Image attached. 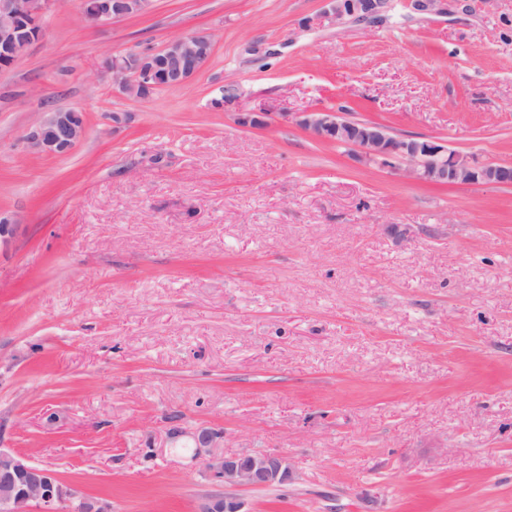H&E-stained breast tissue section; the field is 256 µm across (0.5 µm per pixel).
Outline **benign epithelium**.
Instances as JSON below:
<instances>
[{
  "label": "benign epithelium",
  "instance_id": "1",
  "mask_svg": "<svg viewBox=\"0 0 512 512\" xmlns=\"http://www.w3.org/2000/svg\"><path fill=\"white\" fill-rule=\"evenodd\" d=\"M151 0H92L86 19L95 24L144 13ZM55 0H0V60L15 62L41 35V18ZM349 14L374 19L386 12L389 0H343ZM213 50L208 32L194 31L168 40L157 50L129 49L105 58L104 68L120 92L140 99L159 84L175 87L200 72ZM81 113L49 108L28 127L24 140L33 153L60 155L69 152L84 136ZM296 123L320 141L353 148L367 164L406 165L414 179L440 185L512 186L511 163H479L456 153L435 139L391 135L378 123H362L341 112L299 113ZM220 434L201 429L194 435L195 456L212 448ZM205 468L212 479L229 488H265L292 480L289 460L277 452H255L216 457L209 455ZM112 512L110 506L63 484L48 469L28 463L0 448V512ZM233 496H207L197 512H245Z\"/></svg>",
  "mask_w": 512,
  "mask_h": 512
}]
</instances>
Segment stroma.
<instances>
[{"label":"stroma","instance_id":"stroma-1","mask_svg":"<svg viewBox=\"0 0 512 512\" xmlns=\"http://www.w3.org/2000/svg\"><path fill=\"white\" fill-rule=\"evenodd\" d=\"M41 27L0 71V448L112 512L223 493L202 428L288 457V485L236 490L247 512H512V186L420 182L292 120L512 162V0L374 23L152 0L95 26L58 0ZM199 29L184 86L135 99L103 70ZM48 105L84 115L61 157L23 141Z\"/></svg>","mask_w":512,"mask_h":512}]
</instances>
